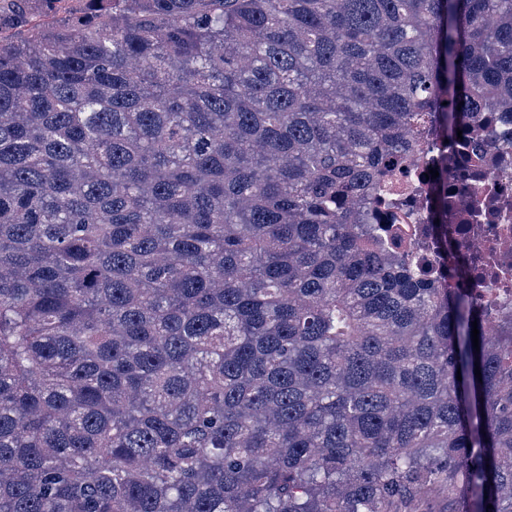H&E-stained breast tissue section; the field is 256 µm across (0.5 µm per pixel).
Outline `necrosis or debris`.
Here are the masks:
<instances>
[{"label":"necrosis or debris","instance_id":"necrosis-or-debris-1","mask_svg":"<svg viewBox=\"0 0 512 512\" xmlns=\"http://www.w3.org/2000/svg\"><path fill=\"white\" fill-rule=\"evenodd\" d=\"M492 132L500 141L512 140V114L482 113L450 155L439 140L430 139L393 181L389 196L400 199V207L380 204L366 212L364 221L377 228L387 252L407 256L416 268L441 278L448 290L464 284L472 288L475 306L495 326L512 316V149L492 147ZM439 166L445 169L442 184L449 204L444 230L426 191L430 168ZM444 236L460 258L473 261L493 248L501 263L490 274L470 268L468 279H460L440 246Z\"/></svg>","mask_w":512,"mask_h":512}]
</instances>
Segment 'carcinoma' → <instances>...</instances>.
Here are the masks:
<instances>
[{
    "label": "carcinoma",
    "instance_id": "1",
    "mask_svg": "<svg viewBox=\"0 0 512 512\" xmlns=\"http://www.w3.org/2000/svg\"><path fill=\"white\" fill-rule=\"evenodd\" d=\"M61 2L0 0V512H512V324L358 220L512 113V0Z\"/></svg>",
    "mask_w": 512,
    "mask_h": 512
}]
</instances>
